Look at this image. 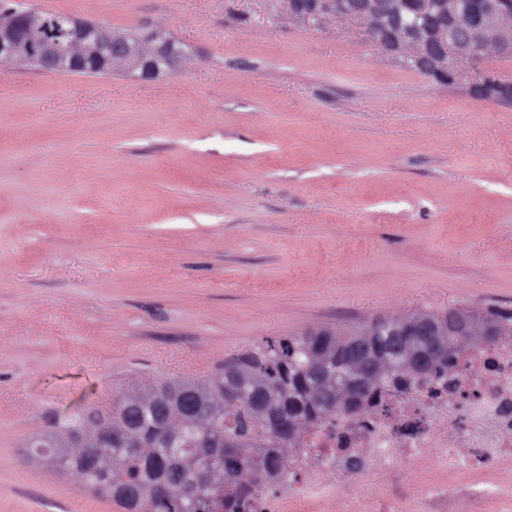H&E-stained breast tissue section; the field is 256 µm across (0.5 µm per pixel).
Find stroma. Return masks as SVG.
Masks as SVG:
<instances>
[{
    "label": "stroma",
    "mask_w": 512,
    "mask_h": 512,
    "mask_svg": "<svg viewBox=\"0 0 512 512\" xmlns=\"http://www.w3.org/2000/svg\"><path fill=\"white\" fill-rule=\"evenodd\" d=\"M186 54L154 80L0 63V512H121L24 442L268 337L512 309V102L309 29L277 0H26ZM292 512H512V456Z\"/></svg>",
    "instance_id": "stroma-1"
}]
</instances>
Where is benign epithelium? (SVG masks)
<instances>
[{
  "label": "benign epithelium",
  "mask_w": 512,
  "mask_h": 512,
  "mask_svg": "<svg viewBox=\"0 0 512 512\" xmlns=\"http://www.w3.org/2000/svg\"><path fill=\"white\" fill-rule=\"evenodd\" d=\"M402 0H358L349 8L331 7L329 0H299V9L305 11L306 22L317 25L322 12L334 9L336 18L360 25L372 14L388 17L394 28L386 27L376 33H367L370 41L386 56L398 54L400 43L414 42L421 47L415 59L416 67L423 73L441 75L448 72L452 82L470 71L476 78L468 84V92L475 98L512 97V83L498 79L481 69L482 56L479 43L458 36L461 28L472 35L483 36L494 26L493 15L497 10L496 0H473L465 17L453 8L440 9L443 29L448 38L424 24L399 27ZM72 40L87 48L76 53L67 43L44 40L35 37L47 26L48 20L41 11L34 8H20L0 19V62L34 65L47 71H67L85 74L92 71L104 72L114 61L129 64L142 80H152L173 73L164 67L170 51L171 39L160 30H153L139 38L137 35L117 34L87 19L65 15ZM415 335L422 343L418 351L420 363L438 356L443 349L442 332L430 321L417 322Z\"/></svg>",
  "instance_id": "1"
}]
</instances>
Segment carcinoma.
Segmentation results:
<instances>
[{"instance_id": "carcinoma-1", "label": "carcinoma", "mask_w": 512, "mask_h": 512, "mask_svg": "<svg viewBox=\"0 0 512 512\" xmlns=\"http://www.w3.org/2000/svg\"><path fill=\"white\" fill-rule=\"evenodd\" d=\"M420 0H408L401 24H430ZM446 332L443 352L420 365L412 324ZM512 336V313L457 310L376 317L338 336L329 328L266 339L224 360L205 380L176 377L119 396L110 412L76 409L27 443L30 456L73 472L123 512H246L272 472L288 473V449L318 423L372 409L375 395L411 393L456 375L464 347ZM363 345L371 367L361 390H336L356 368L347 346Z\"/></svg>"}]
</instances>
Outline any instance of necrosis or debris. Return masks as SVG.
<instances>
[{"instance_id": "necrosis-or-debris-1", "label": "necrosis or debris", "mask_w": 512, "mask_h": 512, "mask_svg": "<svg viewBox=\"0 0 512 512\" xmlns=\"http://www.w3.org/2000/svg\"><path fill=\"white\" fill-rule=\"evenodd\" d=\"M458 384L452 402L422 391L387 398L369 415L315 426L300 445L291 476L259 490L258 512H282L287 500L323 498L329 473L357 462L371 479L373 458L400 478L402 461H417L424 448H438L449 471L481 469L512 455V336L457 354ZM314 458L310 470L305 459Z\"/></svg>"}]
</instances>
